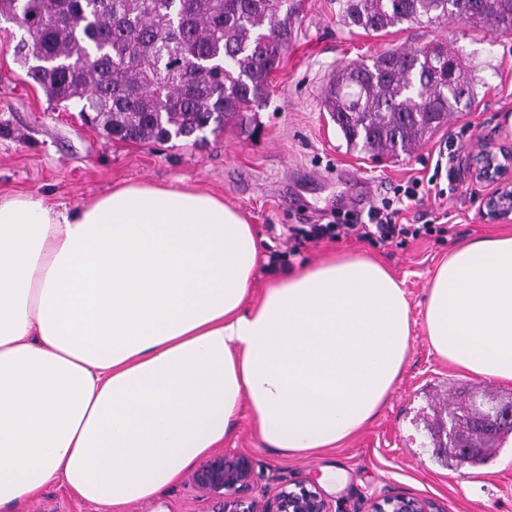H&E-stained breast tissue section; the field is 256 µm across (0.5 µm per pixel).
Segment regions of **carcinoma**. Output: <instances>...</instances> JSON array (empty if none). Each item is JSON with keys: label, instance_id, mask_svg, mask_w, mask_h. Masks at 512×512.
<instances>
[{"label": "carcinoma", "instance_id": "1", "mask_svg": "<svg viewBox=\"0 0 512 512\" xmlns=\"http://www.w3.org/2000/svg\"><path fill=\"white\" fill-rule=\"evenodd\" d=\"M297 11L296 0H0V18L24 32L15 54L48 100L79 104L108 136L143 144L243 119L266 98ZM340 18L368 34L464 21L511 35L512 0H341ZM473 98L467 67L435 44L347 64L325 105L348 147L395 155Z\"/></svg>", "mask_w": 512, "mask_h": 512}]
</instances>
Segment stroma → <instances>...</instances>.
Wrapping results in <instances>:
<instances>
[{"mask_svg": "<svg viewBox=\"0 0 512 512\" xmlns=\"http://www.w3.org/2000/svg\"><path fill=\"white\" fill-rule=\"evenodd\" d=\"M15 26L0 21V195L38 194L50 204L89 203L125 184L201 190L223 198L253 224L262 256L255 293L287 269L323 260L332 251L380 261L401 283L410 305L412 339L401 377L379 414L348 442L317 455L263 448L247 416L224 448L253 457L262 487L316 480L335 512H369L375 499L405 495L437 501L443 512H512V437L492 449L479 469H454L437 457L425 428L451 392L488 388L512 396V383L473 376L438 359L425 334L427 288L441 261L458 244L512 233L479 210L490 185L477 181L468 156L479 141L512 136V34L467 24L402 23L369 35L346 27L338 0H301L295 37L270 76L266 99L243 121L194 144L173 140L122 142L86 124L78 106L50 102L14 53ZM448 44L475 79L470 106L409 153L372 158L347 148L324 108L326 87L348 63L384 50ZM417 179L423 197L404 203L397 221L426 225V234L382 244L336 236L332 227ZM313 225L326 235L309 238ZM211 504L184 476L161 494L124 512H209ZM20 512H105L58 485L42 488Z\"/></svg>", "mask_w": 512, "mask_h": 512, "instance_id": "obj_1", "label": "stroma"}]
</instances>
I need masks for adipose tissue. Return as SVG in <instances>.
<instances>
[{
	"instance_id": "adipose-tissue-1",
	"label": "adipose tissue",
	"mask_w": 512,
	"mask_h": 512,
	"mask_svg": "<svg viewBox=\"0 0 512 512\" xmlns=\"http://www.w3.org/2000/svg\"><path fill=\"white\" fill-rule=\"evenodd\" d=\"M259 256L208 192L0 198V512L51 483L123 512L223 447L244 408L265 448L300 455L370 423L407 361L404 288L335 253L257 298ZM424 330L443 361L512 381V234L449 253Z\"/></svg>"
}]
</instances>
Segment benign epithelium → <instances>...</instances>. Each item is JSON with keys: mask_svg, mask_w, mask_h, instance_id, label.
<instances>
[{"mask_svg": "<svg viewBox=\"0 0 512 512\" xmlns=\"http://www.w3.org/2000/svg\"><path fill=\"white\" fill-rule=\"evenodd\" d=\"M476 180L494 186L482 198L481 211L491 223L512 219V146L491 140L479 143L471 156ZM473 420L451 428L437 448L441 455H482L485 449L469 442L468 432L481 429L491 435L512 425V400L494 403L490 415L473 410ZM194 484L211 502L210 512H333L329 499L314 483L297 481L277 486L272 495L258 493L259 474L253 459L242 453L221 452L211 456L194 472ZM371 512H443L431 499L393 495L373 502Z\"/></svg>", "mask_w": 512, "mask_h": 512, "instance_id": "obj_1", "label": "benign epithelium"}]
</instances>
